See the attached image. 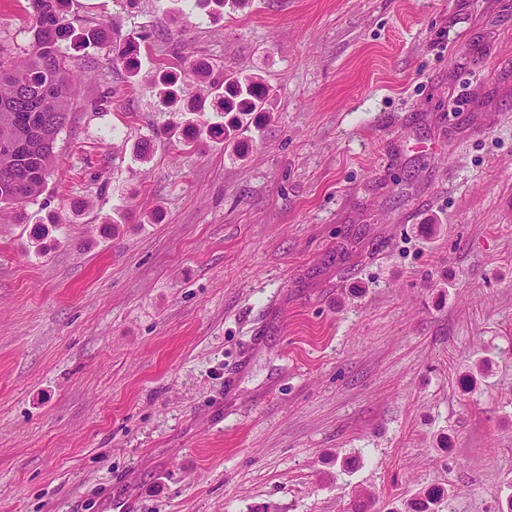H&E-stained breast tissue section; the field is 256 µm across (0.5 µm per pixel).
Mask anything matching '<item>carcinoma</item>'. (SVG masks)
Returning a JSON list of instances; mask_svg holds the SVG:
<instances>
[{
  "label": "carcinoma",
  "instance_id": "carcinoma-1",
  "mask_svg": "<svg viewBox=\"0 0 512 512\" xmlns=\"http://www.w3.org/2000/svg\"><path fill=\"white\" fill-rule=\"evenodd\" d=\"M183 15L207 17L224 12L228 0H165ZM30 41L23 57L11 60L0 56V108L13 106L11 126L0 128V141L16 144L10 152L0 151V205L18 207L34 202L41 195L54 170V144L78 102L79 75L67 45L93 46L123 66L133 77L140 72L135 38L115 43L104 24L75 26L69 15V0H26L22 6ZM158 105L163 110L178 102L179 77L160 73L152 79ZM272 89L254 78L219 75L203 85L187 106L189 112H264ZM238 126L211 124L206 130L195 126L194 140L202 135L228 143L235 139Z\"/></svg>",
  "mask_w": 512,
  "mask_h": 512
}]
</instances>
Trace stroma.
I'll return each mask as SVG.
<instances>
[{
    "label": "stroma",
    "instance_id": "stroma-1",
    "mask_svg": "<svg viewBox=\"0 0 512 512\" xmlns=\"http://www.w3.org/2000/svg\"><path fill=\"white\" fill-rule=\"evenodd\" d=\"M57 169L0 211V512H501L512 498V0H71ZM272 86L239 146L136 144L148 80ZM157 2L176 5V7H164L163 12L176 8L185 16L194 13L201 16V11H204V15L210 17L217 13H224V5L228 3V0H158Z\"/></svg>",
    "mask_w": 512,
    "mask_h": 512
}]
</instances>
